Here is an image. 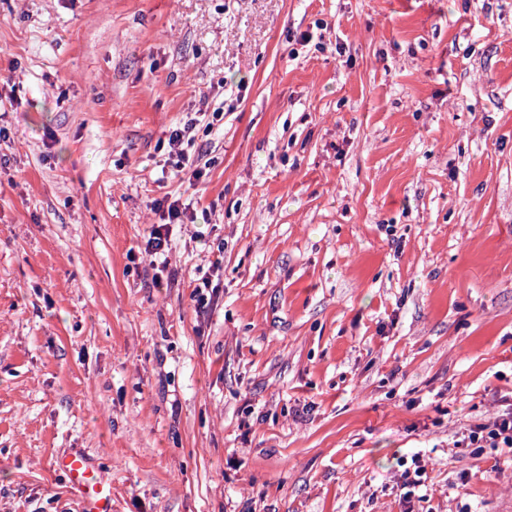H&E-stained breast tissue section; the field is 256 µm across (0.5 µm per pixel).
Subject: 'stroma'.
<instances>
[{"label": "stroma", "mask_w": 512, "mask_h": 512, "mask_svg": "<svg viewBox=\"0 0 512 512\" xmlns=\"http://www.w3.org/2000/svg\"><path fill=\"white\" fill-rule=\"evenodd\" d=\"M1 68L0 512H512V0H0ZM192 121L193 120H189L184 123L182 127L172 129L168 137V145L171 148V151L176 152L184 158V148L182 147L185 144L189 146L194 140V135H192V133L196 127V123ZM167 217L170 220L169 224H154L151 227L149 237L146 241L145 250L152 255L163 257V260L157 265V269L162 272L167 267V257L170 244L169 226L171 221L178 219L184 211L180 207V199H175L167 203ZM470 448H507L512 453V412L503 413L493 421L471 431ZM52 466L67 478L70 490L81 500L82 512H112V482L84 451L62 453ZM426 470L424 460L420 456H414L411 458L410 466L406 467L400 475L399 488L404 512L423 511L417 508L416 503L429 500L427 489L424 494H419L422 487L426 488Z\"/></svg>", "instance_id": "stroma-1"}]
</instances>
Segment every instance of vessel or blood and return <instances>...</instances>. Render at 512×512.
<instances>
[{
	"mask_svg": "<svg viewBox=\"0 0 512 512\" xmlns=\"http://www.w3.org/2000/svg\"><path fill=\"white\" fill-rule=\"evenodd\" d=\"M52 466L65 475L70 490L81 500L82 512H112V483L84 451L62 453Z\"/></svg>",
	"mask_w": 512,
	"mask_h": 512,
	"instance_id": "obj_1",
	"label": "vessel or blood"
}]
</instances>
